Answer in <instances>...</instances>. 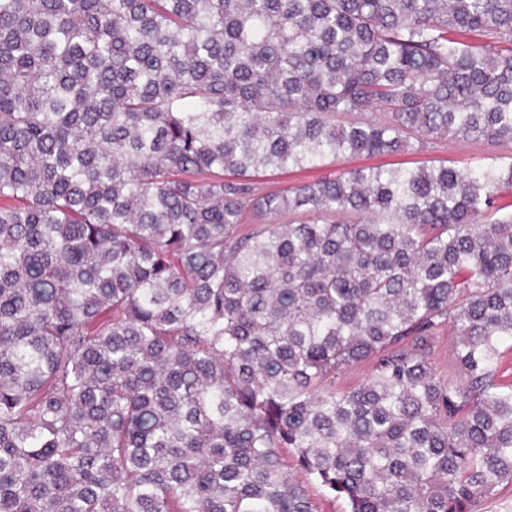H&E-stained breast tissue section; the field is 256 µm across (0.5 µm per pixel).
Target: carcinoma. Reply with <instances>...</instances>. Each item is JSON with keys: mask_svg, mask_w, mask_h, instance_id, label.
<instances>
[{"mask_svg": "<svg viewBox=\"0 0 512 512\" xmlns=\"http://www.w3.org/2000/svg\"><path fill=\"white\" fill-rule=\"evenodd\" d=\"M448 138L512 144V0H0V512L511 484L512 155L252 182ZM452 342L448 332L438 337L432 365L435 373L442 379L448 380V355L453 349ZM369 362L356 364L336 375V388L351 389L363 383L370 375Z\"/></svg>", "mask_w": 512, "mask_h": 512, "instance_id": "carcinoma-1", "label": "carcinoma"}]
</instances>
